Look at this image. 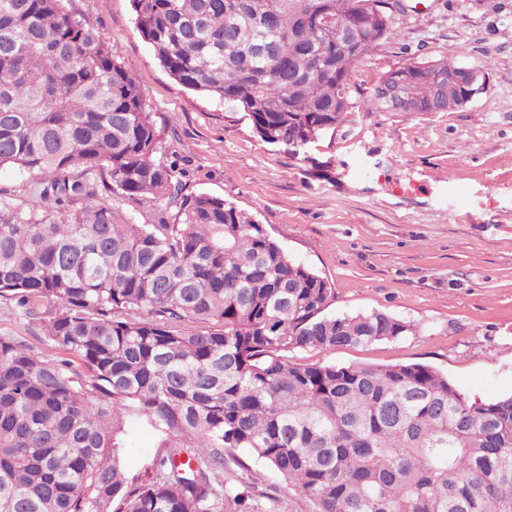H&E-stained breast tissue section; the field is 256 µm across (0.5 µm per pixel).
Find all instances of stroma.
I'll return each instance as SVG.
<instances>
[{
  "label": "stroma",
  "instance_id": "obj_1",
  "mask_svg": "<svg viewBox=\"0 0 512 512\" xmlns=\"http://www.w3.org/2000/svg\"><path fill=\"white\" fill-rule=\"evenodd\" d=\"M398 34L350 74L353 108L336 130L294 153L258 138L244 113L185 88L136 28L130 0H69L117 50L140 86L187 189L223 197L264 224L288 254L332 288L327 314L382 311L410 321L393 342L296 350L298 364L424 363L482 400L512 392V0H405ZM487 64L489 89L456 112L365 111L364 99L410 60ZM380 169L381 180L362 170ZM456 184L461 201L446 194ZM410 185L399 193L397 185ZM0 336L48 357L42 323L0 298ZM121 463L146 479L158 454L143 424H125ZM224 476L246 461L273 512L309 504L265 463L225 453Z\"/></svg>",
  "mask_w": 512,
  "mask_h": 512
}]
</instances>
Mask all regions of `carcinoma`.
<instances>
[{
	"label": "carcinoma",
	"instance_id": "carcinoma-1",
	"mask_svg": "<svg viewBox=\"0 0 512 512\" xmlns=\"http://www.w3.org/2000/svg\"><path fill=\"white\" fill-rule=\"evenodd\" d=\"M185 87L300 151L351 109L349 76L397 35L396 0H131ZM444 105L423 62L392 72ZM143 94L64 0H0V167L37 179L38 209L0 197V298L44 322L57 357L0 336V512H264L224 478V450L265 462L311 512H512V394L471 399L423 363L302 365L297 349L399 339L385 312L327 315V280L264 225L184 193ZM166 202L137 224L105 194ZM203 324L186 334L177 323ZM159 436L152 477L119 449ZM125 448L121 451V463L126 475L132 479L145 480L151 473L158 448V438L143 424L129 420L125 424Z\"/></svg>",
	"mask_w": 512,
	"mask_h": 512
}]
</instances>
